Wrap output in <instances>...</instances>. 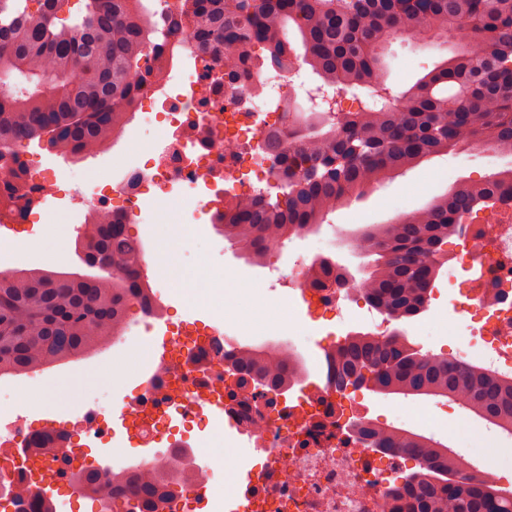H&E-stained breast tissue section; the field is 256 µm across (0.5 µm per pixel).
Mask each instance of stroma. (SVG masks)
I'll list each match as a JSON object with an SVG mask.
<instances>
[{
	"label": "stroma",
	"instance_id": "obj_1",
	"mask_svg": "<svg viewBox=\"0 0 512 512\" xmlns=\"http://www.w3.org/2000/svg\"><path fill=\"white\" fill-rule=\"evenodd\" d=\"M448 53L445 44L416 43L396 37L382 51L387 82L392 87L408 89L423 75L425 67L434 66ZM155 133L152 124H143L113 149L85 158L75 166L62 156L29 146V153L39 154L43 163L62 175L66 197L59 201L58 213L49 221L43 218L46 204L34 205L33 211L40 214L41 220L34 224L32 232L17 234L0 228V269L22 263L83 271V264L68 242L79 230L80 207L71 202V194L88 187L100 176L116 177L121 165L145 158ZM504 162V157L497 153L470 146L432 157L330 213L317 236L284 247L278 255V264L288 267L298 249L309 252L328 249L350 274L360 276L363 259L348 250L344 242L348 233L423 208L453 184L483 180ZM190 204V194L186 191L150 196L143 204L139 221L128 226L129 233L140 239L145 248L154 247L159 252L158 261L148 268V276L150 281L167 285L164 300L173 321L210 323L212 305L217 302L224 308V327L228 331L257 337L275 325L300 347L314 350L317 341L327 333V326L311 321L303 310L291 306L288 298L292 291L277 287V273L253 267L241 259L232 245L216 233L207 216L190 219ZM201 237L213 243L211 260L223 267L224 283L213 291L211 300L194 304L185 300L184 291L195 286V242ZM448 278V270H441L428 310L409 322L415 344L435 355L455 349V315L448 304ZM164 332V325L159 324L153 332L131 338L127 372L122 376L116 375L111 364L112 353L108 350L37 373L26 393L0 396V419L25 414L37 425L46 420L65 421L76 399L105 411L113 409L140 381L144 366L140 352L160 344ZM360 396L371 416L380 423L403 419L435 439L455 445L459 454L468 456L497 442L494 434L473 430L464 410L449 400L384 397L366 390Z\"/></svg>",
	"mask_w": 512,
	"mask_h": 512
}]
</instances>
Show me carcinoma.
<instances>
[{
	"mask_svg": "<svg viewBox=\"0 0 512 512\" xmlns=\"http://www.w3.org/2000/svg\"><path fill=\"white\" fill-rule=\"evenodd\" d=\"M191 32L213 64L232 51L279 64L292 51L333 90L321 114L322 130L295 121L288 141L266 140L279 163L277 193L250 195L224 208V239L243 254L272 239H288L373 186L433 156L482 140L512 151V0H192ZM185 19L167 13L157 23L142 0H0V157L19 160L17 148L35 144L77 157L96 154L112 130L128 122L139 87L155 78L146 45L184 35ZM395 35L416 41L452 38L455 48L408 90L386 85L380 50ZM484 42L488 51L474 53ZM357 89L355 112H339L335 96ZM397 98L395 106L388 98ZM512 208V170L480 183L462 182L426 207L363 231L369 241V302L406 318L419 315L443 265L448 238L466 220L497 207ZM78 245L95 244L115 271L83 278L78 272L30 268L0 270V376L69 362L114 333L131 298L147 291L142 242L111 216L83 224ZM239 369L277 386L292 370L262 349L247 351ZM336 388L384 396L458 399L512 428V379L424 354L393 335L384 341L348 336L336 351ZM372 447L397 449L419 470L389 505L391 512H512V494L496 483L470 481L449 469L447 449L393 426L371 427ZM99 493L112 485L144 506L162 491L184 490L159 468L110 479L106 468L76 479Z\"/></svg>",
	"mask_w": 512,
	"mask_h": 512,
	"instance_id": "1",
	"label": "carcinoma"
}]
</instances>
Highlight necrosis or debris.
Returning <instances> with one entry per match:
<instances>
[{
    "label": "necrosis or debris",
    "mask_w": 512,
    "mask_h": 512,
    "mask_svg": "<svg viewBox=\"0 0 512 512\" xmlns=\"http://www.w3.org/2000/svg\"><path fill=\"white\" fill-rule=\"evenodd\" d=\"M148 51L162 70V80L147 84L131 111L157 126L145 161L126 167L119 181L96 184L83 197V221L102 216L127 217L141 212L152 193L189 188L194 210L212 224L224 221L223 201L272 186L276 180L264 149L270 134H285L288 101L298 100L299 67L269 69L247 65L236 83L224 81L223 67L210 64L194 41L157 43ZM61 189L54 171L39 159L22 157L10 184L0 183V196L55 201ZM458 252L448 260L461 274L458 293L449 304L459 316L455 360L470 361L477 344L492 356L490 369L512 377V224H503L494 240H484L477 225H468ZM326 253L302 254L284 280L298 291L313 321L340 318L345 301L364 299L363 280L336 282L325 275ZM141 317L127 320L108 343L112 365L121 369L123 343L133 330L166 327V361L156 363L148 381L124 395L115 411L125 433L164 444L144 460H123V468L162 466L188 472L177 497L161 496L156 512H205L221 504L228 512H382L384 496L403 483L402 452H379L359 433L373 421L358 395L336 390L330 374L335 343L322 345L315 363L317 380L283 391L261 392L238 386L231 367L248 344L228 336L217 325L171 322L169 307L158 290L136 299ZM222 414L250 448L255 463L239 480L225 485L215 462H193L184 455L188 433L213 423ZM179 420L183 438L170 432ZM112 422L87 406L81 419L33 426L27 416L0 421V512H15L29 502L43 471L56 472L61 483L87 473L80 442L110 440ZM54 437L52 451L32 462L26 450L34 440Z\"/></svg>",
    "instance_id": "1"
}]
</instances>
